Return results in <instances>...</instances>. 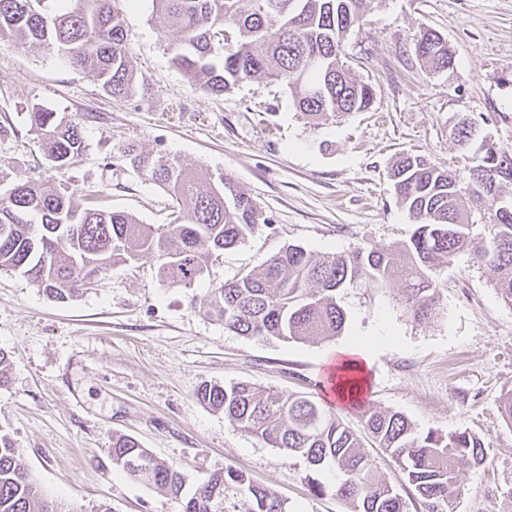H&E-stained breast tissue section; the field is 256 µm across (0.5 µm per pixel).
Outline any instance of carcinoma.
<instances>
[{
  "label": "carcinoma",
  "mask_w": 512,
  "mask_h": 512,
  "mask_svg": "<svg viewBox=\"0 0 512 512\" xmlns=\"http://www.w3.org/2000/svg\"><path fill=\"white\" fill-rule=\"evenodd\" d=\"M45 0H0V41L45 47L83 70L113 97L135 93L127 34L112 0H72L73 7L47 15ZM167 26L180 34L173 62L185 78L222 95L244 80L288 82L296 108L312 121L370 109L375 89L353 77L343 61L347 33L361 25L369 0H155ZM433 70L453 66L447 41L427 30L414 43ZM30 129L57 167L85 150L78 124L35 107ZM456 145L474 143L473 123L452 128ZM468 186L423 155L392 165L394 192L415 224L400 246L357 248L318 255L290 245L259 272L208 289L191 307L241 336L261 341L322 339L340 335L346 314L338 302L348 285L384 288L398 279L402 305L416 321L440 302L435 274L457 253L471 249L496 274L498 296L512 304V148L481 147ZM123 160L146 173L177 204L168 224H142L130 214L86 205L72 193L14 180L0 196V269L18 273L54 300L65 301L92 285L115 262L150 254L170 285L189 288L208 263L252 235L266 218L250 195L228 177L203 181L177 159L154 156L127 144ZM487 215L489 238L473 245L475 210ZM197 397L224 413L242 432L300 458L310 469L336 467V496L351 512H404L398 491L376 477L363 437L307 395L285 397L246 382L204 384ZM361 419L379 448L401 462L426 512H454L457 477L485 460L482 442L468 432L417 433L398 412L367 408ZM112 465L145 458L139 480L160 487L181 512H288L275 493L232 467L215 471L194 492L174 466L156 459L133 437H112ZM0 512H64L48 502L0 432Z\"/></svg>",
  "instance_id": "obj_1"
}]
</instances>
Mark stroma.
<instances>
[{
    "instance_id": "1",
    "label": "stroma",
    "mask_w": 512,
    "mask_h": 512,
    "mask_svg": "<svg viewBox=\"0 0 512 512\" xmlns=\"http://www.w3.org/2000/svg\"><path fill=\"white\" fill-rule=\"evenodd\" d=\"M124 19L136 92L105 93L53 51L0 44V195L13 178L65 187L84 202L166 224L174 201L122 159L133 143L170 155L200 177H231L270 226L209 263L188 288L163 282L146 255L116 264L98 285L50 299L17 273L0 270V430L9 433L45 496L68 512H179L165 490L114 468L112 438H136L190 483L233 467L285 500L289 512H350L331 471L249 436L197 398L203 384L248 382L318 403L326 355L370 341L369 406L404 415L419 432H469L486 461L460 471L455 512H512V424L499 411L512 393V305L472 251L437 273L440 308L423 322L401 304L399 283L354 285L339 295L343 333L265 343L225 330L194 311L211 282L259 271L288 245L323 254L386 247L414 225L389 177L403 154H421L466 177L471 164L450 136L468 116L512 148V0H370L346 38L350 74L375 89L372 107L320 123L298 112L286 82L245 81L215 96L191 86L172 62L180 36L154 0H115ZM439 32L455 65L435 71L413 41ZM41 107L79 124L85 153L51 166L30 129ZM376 474L397 489L406 512H425L398 463L366 442ZM326 490L315 494L314 482Z\"/></svg>"
}]
</instances>
